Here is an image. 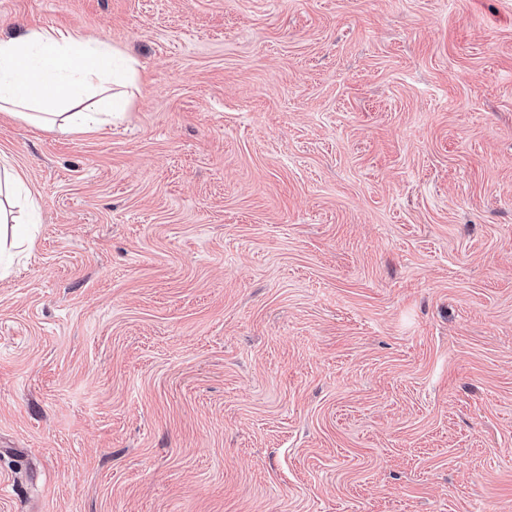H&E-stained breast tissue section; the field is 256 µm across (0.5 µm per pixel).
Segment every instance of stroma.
I'll list each match as a JSON object with an SVG mask.
<instances>
[{"label": "stroma", "mask_w": 512, "mask_h": 512, "mask_svg": "<svg viewBox=\"0 0 512 512\" xmlns=\"http://www.w3.org/2000/svg\"><path fill=\"white\" fill-rule=\"evenodd\" d=\"M139 63L0 112V512H512V0H0ZM36 206L35 200L26 192L18 177L4 167L0 171V223L16 222L13 216L15 207L33 210ZM14 229V235L19 236L22 229L18 224Z\"/></svg>", "instance_id": "1"}]
</instances>
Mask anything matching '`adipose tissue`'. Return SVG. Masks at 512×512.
<instances>
[{
    "instance_id": "1",
    "label": "adipose tissue",
    "mask_w": 512,
    "mask_h": 512,
    "mask_svg": "<svg viewBox=\"0 0 512 512\" xmlns=\"http://www.w3.org/2000/svg\"><path fill=\"white\" fill-rule=\"evenodd\" d=\"M138 62L55 30L0 39V111L63 135L123 119Z\"/></svg>"
}]
</instances>
